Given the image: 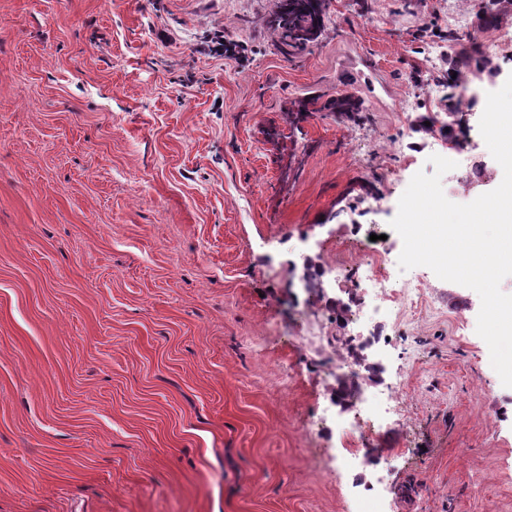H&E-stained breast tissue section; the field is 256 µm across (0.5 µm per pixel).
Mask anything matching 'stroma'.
Returning <instances> with one entry per match:
<instances>
[{"instance_id": "stroma-1", "label": "stroma", "mask_w": 512, "mask_h": 512, "mask_svg": "<svg viewBox=\"0 0 512 512\" xmlns=\"http://www.w3.org/2000/svg\"><path fill=\"white\" fill-rule=\"evenodd\" d=\"M330 0L282 55L273 0H0V512H512V388L477 334L480 298L427 273L428 303L378 351L404 420L337 465L347 401L296 333L302 279L347 258L344 224L402 249L405 179L447 134L422 28L448 0ZM496 0L470 42L498 66ZM241 60L211 53L216 33ZM368 64L379 88L343 73ZM359 99L358 122L291 101Z\"/></svg>"}]
</instances>
